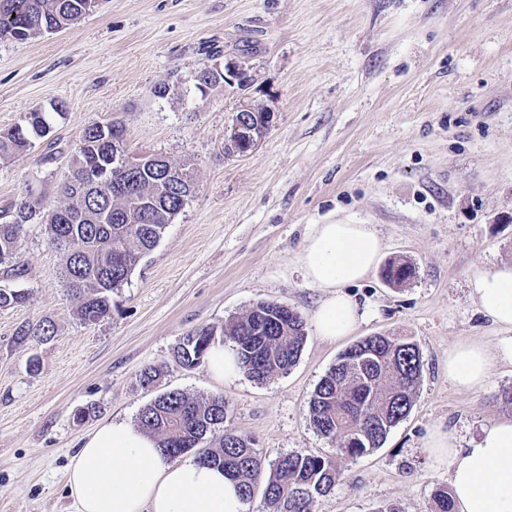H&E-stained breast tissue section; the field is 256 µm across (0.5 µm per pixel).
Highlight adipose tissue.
I'll list each match as a JSON object with an SVG mask.
<instances>
[{"label":"adipose tissue","mask_w":512,"mask_h":512,"mask_svg":"<svg viewBox=\"0 0 512 512\" xmlns=\"http://www.w3.org/2000/svg\"><path fill=\"white\" fill-rule=\"evenodd\" d=\"M384 242L370 224H319L300 254L303 277L321 297L311 325L324 340L350 335L376 312L350 294L377 265ZM471 294L503 331L496 350L477 341L448 347V379L462 393L489 381L494 360L512 363V264L477 274ZM431 465L445 468L457 512H512V419H496L461 445L435 428L423 443ZM76 512H244L238 484L219 468L188 458L170 464L150 435L110 422L85 440L68 472Z\"/></svg>","instance_id":"ef3b65f1"}]
</instances>
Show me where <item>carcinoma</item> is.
<instances>
[{"mask_svg":"<svg viewBox=\"0 0 512 512\" xmlns=\"http://www.w3.org/2000/svg\"><path fill=\"white\" fill-rule=\"evenodd\" d=\"M85 0H0V40L31 39L60 31L85 18ZM53 112H29L22 122L0 130V160L18 156L45 137ZM124 128L117 121L88 126L72 154L68 173L58 184L59 202L45 212L36 201L21 199L12 218L0 224V281L27 275L20 243L29 224H41L48 244L62 252L63 282L77 299V317L98 323L112 315L110 294L122 288L140 261L159 244L165 229L184 209L183 190L162 178L165 169L144 160L125 168ZM407 261L391 259L384 280L402 286L414 277ZM28 300L22 289L0 287V308ZM56 335L49 318L16 329L15 343H44ZM236 344L243 372L263 382L290 369L306 339L300 312L274 301H259L222 328L200 326L173 349L176 362L192 367L204 362L216 337ZM165 366L140 374L151 388ZM422 374V356L407 336H366L343 350L315 387L309 402L310 422L328 440L334 453L281 454L266 460L251 439L224 428L228 404L224 396L199 400L179 391L157 396L142 409L138 425L153 435L168 457L181 456L208 434L223 431L218 446L198 451L205 463L224 469L249 499L262 486L264 512H313L316 499L330 492L342 477L335 456L358 458L379 448L390 430L408 416ZM434 512H453L446 488L434 492Z\"/></svg>","mask_w":512,"mask_h":512,"instance_id":"carcinoma-1","label":"carcinoma"}]
</instances>
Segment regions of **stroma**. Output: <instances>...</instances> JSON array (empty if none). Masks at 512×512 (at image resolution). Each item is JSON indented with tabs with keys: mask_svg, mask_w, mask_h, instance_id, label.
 Listing matches in <instances>:
<instances>
[{
	"mask_svg": "<svg viewBox=\"0 0 512 512\" xmlns=\"http://www.w3.org/2000/svg\"><path fill=\"white\" fill-rule=\"evenodd\" d=\"M213 55L246 59L251 100H277L272 127L244 156L224 152L237 97L196 87ZM60 101L45 138L0 160V222L27 194L57 205L96 122L120 121L128 152L187 165L195 192L96 324L76 318L62 254L42 225L27 226L28 299L0 309V512H74L67 469L81 444L104 423H136L161 391L223 395L226 427L269 458L329 453L308 401L352 338L307 331L296 364L263 382H227L171 353L189 330L223 326L260 300L310 316L320 292L304 281L300 252L315 225L334 222L374 225L384 258L415 266L402 286L376 269L352 287L378 307L354 338L411 337L423 368L409 416L382 447L338 460L344 475L314 512H433L448 473L426 463L429 429L444 425L466 445L489 420L512 418L502 399L512 365H496L475 393L458 392L447 370L449 344L492 347L501 334L469 283L512 263V0H102L63 31L0 41V130ZM45 317L52 341L15 344L17 327ZM154 364L166 374L143 388Z\"/></svg>",
	"mask_w": 512,
	"mask_h": 512,
	"instance_id": "obj_1",
	"label": "stroma"
}]
</instances>
